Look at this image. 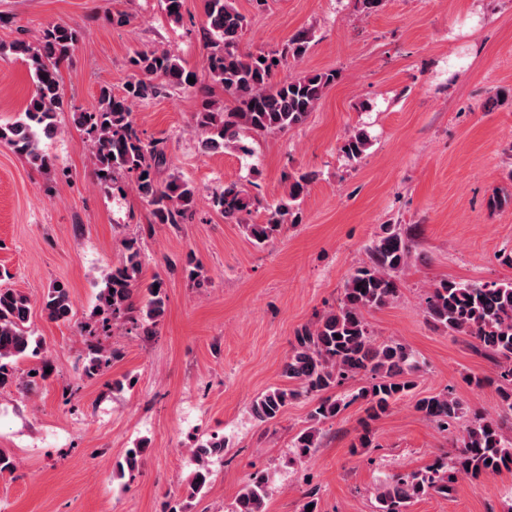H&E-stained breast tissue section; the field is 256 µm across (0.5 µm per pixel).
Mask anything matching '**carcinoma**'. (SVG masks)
I'll list each match as a JSON object with an SVG mask.
<instances>
[{
    "label": "carcinoma",
    "mask_w": 512,
    "mask_h": 512,
    "mask_svg": "<svg viewBox=\"0 0 512 512\" xmlns=\"http://www.w3.org/2000/svg\"><path fill=\"white\" fill-rule=\"evenodd\" d=\"M205 16L204 69L222 88L224 98L204 97L195 115L199 143L208 151L242 148L245 132L256 135L286 133L305 123L325 92L336 81L334 71L302 72L279 77L289 62H300L307 55L312 35L307 30L295 33L278 50L244 52L240 48L247 20L234 0H203ZM80 42L77 29L53 23L44 27L32 42L17 39L0 44V54L8 50L23 56L29 66L34 90L23 112L12 122L0 125V142L25 156L38 170L49 175L55 160L43 142L61 133L56 115L64 111V91L60 68ZM132 71L123 92L100 89L89 107L74 109L73 120L86 135L97 185L108 193L121 189L119 179L131 180L138 196L150 207L153 224H188L196 212L197 189L179 175L159 178L168 163L167 143L162 138L144 139L136 127L131 106L157 98L169 90L189 89L188 78L196 74L179 58L164 49L135 53L129 60ZM370 145L369 134L361 129L346 137L339 151L349 160L361 159ZM288 194L266 204L244 185L230 181L213 193V206L226 219H234L251 242L264 245L282 225L296 224L300 204L313 181L310 172L287 175ZM264 205L265 221L250 223L248 217ZM368 263L356 269L344 284L340 305L318 316L296 331L291 350L283 365V376L295 383L292 388L276 387L252 403L253 417L260 423L276 420L288 404L301 397L313 398L311 426L293 441L294 460L300 462L317 447L319 425L335 418L346 403L333 390L349 379L359 378L364 385L355 398L366 402L368 417L387 413L392 404L415 386L420 364L414 353L397 340L374 339L365 314L390 304L400 292L401 275L411 259L408 238L396 227L368 249ZM142 274V253L138 241L124 242L119 261L104 275V288L95 305L96 312L80 326L84 337L83 374L92 378L123 353L104 346L112 324L123 322L131 329L153 335L166 314L168 296L158 278L147 286L145 298L138 302L135 285ZM32 300L15 288H0V392L13 387L31 391L51 378L53 368L47 358L22 376L18 363L40 355L41 343L31 327ZM41 311L51 322H67L73 313L67 286L56 283L41 300ZM424 313L450 335L473 338L496 361L495 376L469 378L477 386L496 384L503 409L512 414V280L460 282L439 281L426 292ZM417 411L441 432L462 419L463 402L450 390L426 396L415 403ZM197 465L189 483L193 498L210 483L212 458L224 454V439L212 436L192 449ZM512 469V440L499 424L475 412L463 427L458 453L448 462H437L423 471L393 477L376 488L380 512H405L408 504L430 491L446 494L459 476L479 478L503 469ZM272 484L268 472L254 473L240 490L229 512H265Z\"/></svg>",
    "instance_id": "carcinoma-1"
}]
</instances>
